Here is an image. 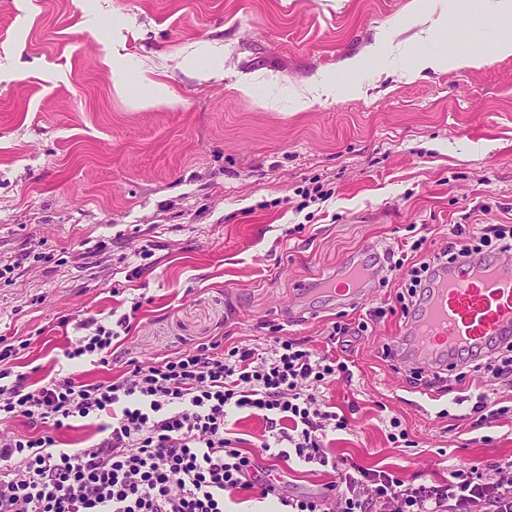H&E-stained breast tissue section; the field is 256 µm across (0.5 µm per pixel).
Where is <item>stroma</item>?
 <instances>
[{
	"label": "stroma",
	"instance_id": "obj_1",
	"mask_svg": "<svg viewBox=\"0 0 512 512\" xmlns=\"http://www.w3.org/2000/svg\"><path fill=\"white\" fill-rule=\"evenodd\" d=\"M409 3L0 0V338L25 345L16 373L107 381L219 339L331 355L333 326L362 322L349 375L320 389L348 420L330 455L427 484L512 457V380L462 357L425 389L384 356L408 321L407 270L365 301L301 299L368 244L420 239L429 255L450 225L512 224V57L413 66L489 53L506 22L487 0H441L432 33ZM152 80L169 103L148 106ZM316 186L330 198L306 202ZM127 312L120 361L66 358L78 320ZM275 469L291 493L333 480ZM512 55V32L503 35L495 44L492 56H479L465 51H456L448 55L446 59L422 57L416 65L417 72L428 66H442L448 64L452 68H479L484 66L488 60L497 56Z\"/></svg>",
	"mask_w": 512,
	"mask_h": 512
}]
</instances>
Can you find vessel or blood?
<instances>
[{
	"label": "vessel or blood",
	"mask_w": 512,
	"mask_h": 512,
	"mask_svg": "<svg viewBox=\"0 0 512 512\" xmlns=\"http://www.w3.org/2000/svg\"><path fill=\"white\" fill-rule=\"evenodd\" d=\"M384 249L353 255L323 281L339 297L368 299V284L386 266ZM512 338V258L476 254L436 268L431 287L394 348L445 361L461 351L485 350Z\"/></svg>",
	"instance_id": "obj_1"
}]
</instances>
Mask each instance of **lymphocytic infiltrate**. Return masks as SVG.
I'll return each mask as SVG.
<instances>
[{
    "instance_id": "f902f5d3",
    "label": "lymphocytic infiltrate",
    "mask_w": 512,
    "mask_h": 512,
    "mask_svg": "<svg viewBox=\"0 0 512 512\" xmlns=\"http://www.w3.org/2000/svg\"><path fill=\"white\" fill-rule=\"evenodd\" d=\"M485 249L512 254V225L489 235L453 225L444 250L412 266L408 296L426 289L432 266ZM129 323L126 314L111 326L80 320L68 358L108 363ZM16 354L0 348V419H25L31 432L0 433V512H231L239 495L254 491L276 496L286 512H512V458L429 485L330 456L326 431L346 429L347 420L315 391L348 366L295 339L275 337L264 354L202 343L108 381L56 375L37 387L14 373ZM233 411L262 416L275 431L282 450L265 441L263 451L331 468L328 494L282 493L271 467L228 437ZM75 419L95 420L98 437L71 451L55 433Z\"/></svg>"
}]
</instances>
